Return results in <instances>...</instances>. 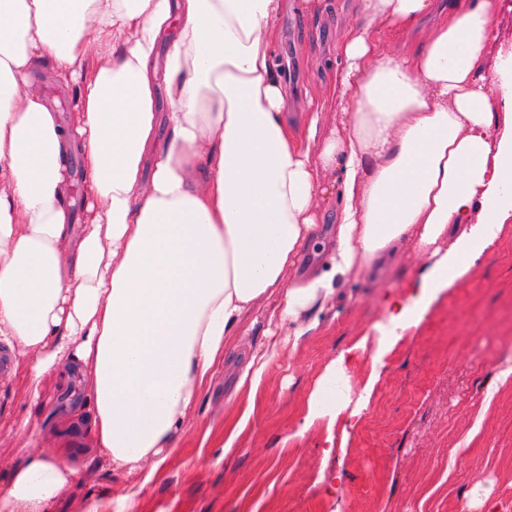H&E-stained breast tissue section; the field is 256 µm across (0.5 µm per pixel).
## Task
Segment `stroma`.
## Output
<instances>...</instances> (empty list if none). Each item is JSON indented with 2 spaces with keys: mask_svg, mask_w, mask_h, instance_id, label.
<instances>
[{
  "mask_svg": "<svg viewBox=\"0 0 512 512\" xmlns=\"http://www.w3.org/2000/svg\"><path fill=\"white\" fill-rule=\"evenodd\" d=\"M360 0H326L307 15L287 0L277 21L275 55L286 66L288 118L319 104L339 67L342 31L359 18ZM406 240L388 266L345 278L316 328L280 347L255 401L234 385L250 349L267 344L275 301L224 346L218 367L161 477L147 467L114 472L93 458L79 371L47 376L30 396L26 369L0 367V487L23 450L78 466L54 512H79L90 497L141 487L142 512H512V380L485 402L486 384L512 344V231L474 267L419 301L420 268L433 264ZM412 309L417 325L393 331L387 303ZM348 379L334 406L305 423L334 365ZM246 428L231 452L224 432L242 413Z\"/></svg>",
  "mask_w": 512,
  "mask_h": 512,
  "instance_id": "stroma-1",
  "label": "stroma"
}]
</instances>
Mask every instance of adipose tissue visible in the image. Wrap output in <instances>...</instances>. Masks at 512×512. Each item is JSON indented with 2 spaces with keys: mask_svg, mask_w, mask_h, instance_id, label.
Instances as JSON below:
<instances>
[{
  "mask_svg": "<svg viewBox=\"0 0 512 512\" xmlns=\"http://www.w3.org/2000/svg\"><path fill=\"white\" fill-rule=\"evenodd\" d=\"M284 0H0V349L31 394L71 364L100 463L160 473L224 345L264 299L302 336L340 278L405 239L448 287L512 223V95L487 63L502 0H361L320 110L289 123ZM412 53L390 52L429 16ZM73 88L68 117L30 90ZM169 108L159 111L158 92ZM336 114L319 134L320 111ZM88 200L71 210L72 158ZM337 199L334 265L286 280ZM76 469L26 453L0 512H52ZM71 178L76 184L74 194V204L72 206V212L75 219V224H84L85 211L83 204V196L80 187L84 178V171L78 158H73L70 163Z\"/></svg>",
  "mask_w": 512,
  "mask_h": 512,
  "instance_id": "ef3b65f1",
  "label": "adipose tissue"
}]
</instances>
